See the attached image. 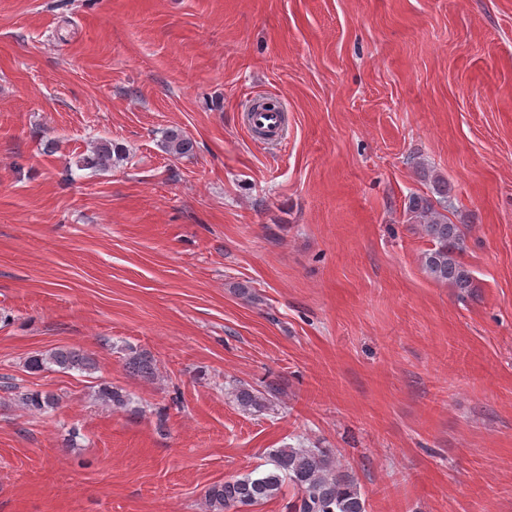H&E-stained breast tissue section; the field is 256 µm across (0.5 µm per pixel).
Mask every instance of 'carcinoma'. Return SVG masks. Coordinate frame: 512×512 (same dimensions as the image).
I'll return each mask as SVG.
<instances>
[{"label": "carcinoma", "mask_w": 512, "mask_h": 512, "mask_svg": "<svg viewBox=\"0 0 512 512\" xmlns=\"http://www.w3.org/2000/svg\"><path fill=\"white\" fill-rule=\"evenodd\" d=\"M164 148L171 154L189 155L194 151V142L182 130L172 128L166 132ZM119 152L120 147L101 138L78 163L86 168L107 170L119 158ZM434 181L439 198L434 200L419 194L409 197L408 212L432 243V248L422 254V267L431 279L448 285L457 294H471L476 283L462 260L465 238L462 225L452 223L444 214L448 210V181L439 176ZM48 366L91 372L96 369V362L88 354L64 347L28 362V368L33 370ZM125 367L143 379L153 380L158 376L155 359L144 350L129 349ZM4 388L25 410L44 411L59 402L53 394L32 392L10 381L5 382ZM98 397L116 410L129 403L128 395L112 386L99 389ZM233 400L247 413L264 411L271 404L267 393L242 382L234 389ZM269 465V469L257 476L233 478L211 486L204 496L202 512H249L250 507L276 498L286 483L297 490L295 500L289 505L290 512H367L366 499L362 498L354 477L342 471L326 448H276L269 453Z\"/></svg>", "instance_id": "1"}]
</instances>
